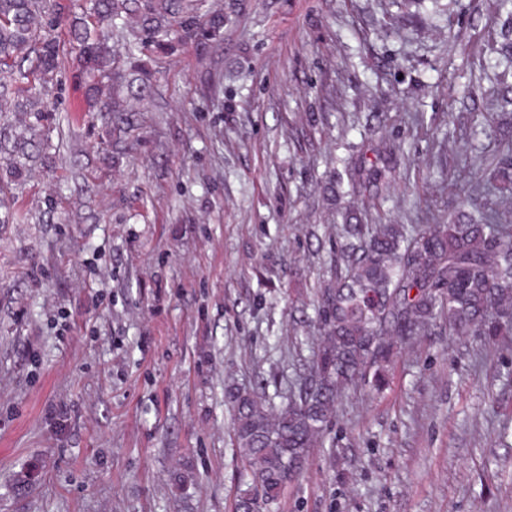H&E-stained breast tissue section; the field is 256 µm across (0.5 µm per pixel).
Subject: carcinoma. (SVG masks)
Returning a JSON list of instances; mask_svg holds the SVG:
<instances>
[{
	"label": "carcinoma",
	"mask_w": 512,
	"mask_h": 512,
	"mask_svg": "<svg viewBox=\"0 0 512 512\" xmlns=\"http://www.w3.org/2000/svg\"><path fill=\"white\" fill-rule=\"evenodd\" d=\"M201 0H83L72 40L61 39L55 0H0V112H28L34 122L13 137L25 142L45 112L42 95L65 56L78 61L90 112L119 119L144 112L152 71L142 57L173 42H205L224 27L223 10ZM0 141V190L19 177ZM490 187L464 196L479 215L470 224H345L333 280L316 290L317 346L298 391L280 410L257 395H231L234 439L249 489L236 512H272L281 490L304 471L323 443L345 393L376 380L398 345L430 334L467 336L489 325L512 327V223L480 209Z\"/></svg>",
	"instance_id": "cac0c4a2"
}]
</instances>
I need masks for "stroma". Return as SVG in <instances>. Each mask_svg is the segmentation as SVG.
<instances>
[{"label": "stroma", "mask_w": 512, "mask_h": 512, "mask_svg": "<svg viewBox=\"0 0 512 512\" xmlns=\"http://www.w3.org/2000/svg\"><path fill=\"white\" fill-rule=\"evenodd\" d=\"M125 134L64 61L0 192V512H235L228 392L284 405L345 214L512 210V4L205 0ZM391 183L374 201V169ZM512 340L440 324L348 394L274 512H512Z\"/></svg>", "instance_id": "1"}]
</instances>
